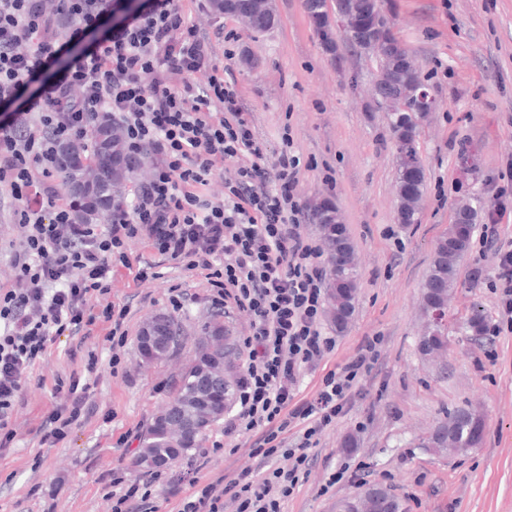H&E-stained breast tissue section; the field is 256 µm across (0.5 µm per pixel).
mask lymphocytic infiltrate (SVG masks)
<instances>
[{
  "instance_id": "lymphocytic-infiltrate-1",
  "label": "lymphocytic infiltrate",
  "mask_w": 512,
  "mask_h": 512,
  "mask_svg": "<svg viewBox=\"0 0 512 512\" xmlns=\"http://www.w3.org/2000/svg\"><path fill=\"white\" fill-rule=\"evenodd\" d=\"M111 13L112 0H0V99L16 96ZM105 115L120 133L124 162L147 175L102 226L84 218L94 199L52 176L60 145H92ZM299 166L289 148L269 154L257 137L231 70L214 61L182 0H155L76 59L43 107L1 127L0 196L16 204L21 240L12 283L0 290V447L14 438L12 412L26 379L59 337L89 338L101 317L113 324L107 341L124 347L122 316L99 301L109 292L111 258L130 266L125 248L140 242L165 261L207 271L216 304L249 319L247 372L228 427L260 430L249 455L265 468L195 487L178 512H281L308 475L311 448L376 366L384 341L366 338L356 357L301 395L302 370L330 356L336 340L321 323L326 270L320 246L303 231ZM483 245L498 259L490 287L512 324V240L500 241L491 225ZM79 383H55L62 402L41 444L56 445L86 418ZM291 432L297 440L289 447ZM283 451L287 467L268 469Z\"/></svg>"
}]
</instances>
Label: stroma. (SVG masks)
Here are the masks:
<instances>
[{"label":"stroma","instance_id":"stroma-1","mask_svg":"<svg viewBox=\"0 0 512 512\" xmlns=\"http://www.w3.org/2000/svg\"><path fill=\"white\" fill-rule=\"evenodd\" d=\"M272 2L277 25L267 34H252L225 17V32L237 35L229 64L257 136L275 152L290 137L301 161L302 201L327 200L340 210L360 273L347 328L337 331L331 316L323 318L336 350L324 366L302 372L301 394H312L325 368L353 357L366 337L384 338L378 365L322 433L307 477L281 512H336L338 500L366 483L391 489L406 512H512V328L501 324L499 298L484 280L490 266L477 250L457 267L447 348L434 356L418 349L423 283L458 201L494 199L492 222L512 239V0H384L395 35L437 100L419 137L426 170L422 209L407 227L396 221L395 156L371 99L372 62L349 51L341 63L332 62L303 0ZM464 150L476 164L467 181L458 172ZM389 228L395 239L385 238ZM127 252L141 265L157 266L160 276L137 283L133 271L113 263L106 299L127 310L125 347L112 350L105 339L110 325L101 321L85 345L61 338L32 371L13 410L16 437L0 450V512H112L113 491L146 475L136 464L140 441L197 359L202 326L221 323L237 342L249 333L243 313L213 307L201 272L161 262L138 242ZM174 285L183 293L178 310ZM476 305L489 325L501 326L500 335L475 340L462 332ZM159 313L181 320L183 334L166 359L150 362L137 338ZM90 349L99 359L87 379L95 415L55 446L40 444L39 428L60 403L52 392L56 378L82 371ZM457 407L481 415L479 445L463 455L423 447L424 437ZM232 416L225 411L197 448L162 467L152 487L155 512H177L173 492L192 477L207 483L256 467L247 453L253 434L224 430ZM348 436L354 447H343ZM343 466L346 479L331 484Z\"/></svg>","mask_w":512,"mask_h":512}]
</instances>
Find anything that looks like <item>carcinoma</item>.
Here are the masks:
<instances>
[{
	"label": "carcinoma",
	"mask_w": 512,
	"mask_h": 512,
	"mask_svg": "<svg viewBox=\"0 0 512 512\" xmlns=\"http://www.w3.org/2000/svg\"><path fill=\"white\" fill-rule=\"evenodd\" d=\"M323 51L337 55L339 45L328 22V9L333 8L350 18V26L341 32L344 44L354 53L364 56L380 69L375 84L374 103L384 113L392 134L399 180L397 221L400 224L418 222L420 204L425 191V166L418 139L429 108L419 105L418 92L425 86L410 50L400 47L386 24L374 28L359 21L365 13L382 9V0H305ZM222 10L242 18L254 34L274 29L276 15L270 0H223ZM95 163L90 169L79 161V153L70 145L62 150L60 171L67 183L80 182L91 193L104 196L99 209L109 211L112 202L120 198L123 173L114 168L112 153H104L95 145ZM490 217L481 199L473 196L457 207L455 223L436 243L429 273L424 283L423 314L427 318L418 347L430 355L448 346L446 329L436 325L432 313L448 308V296L456 284L457 266L469 253L472 233L479 221ZM319 231L329 261L339 259L330 268L328 300L336 329L344 330L356 308L359 271L354 246L348 236L342 216L335 205L325 207L317 219ZM155 320L163 331L147 342L148 359L161 361L181 336L179 322L161 313ZM463 329L478 339L486 334L487 319L483 310L473 309L463 323ZM205 340L196 361L182 374L165 411L142 438L137 456L139 466L152 469L196 446L198 439L217 421L233 400L235 380L224 379V325L213 323L202 328ZM441 437L433 442L434 449L464 453L476 447L482 437L483 420L470 408H457L446 415L435 428ZM338 512H404L402 501L388 489L367 485L361 492L342 501Z\"/></svg>",
	"instance_id": "cac0c4a2"
}]
</instances>
